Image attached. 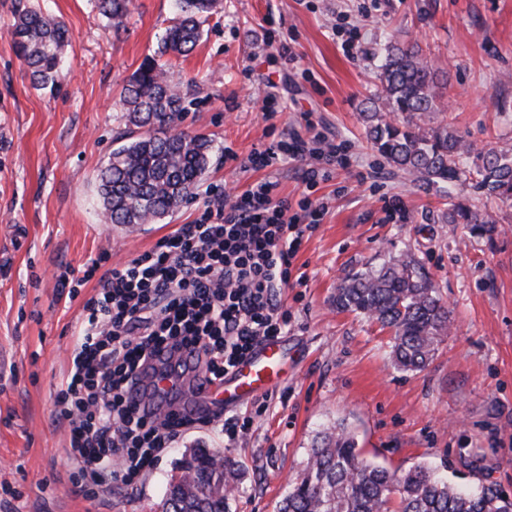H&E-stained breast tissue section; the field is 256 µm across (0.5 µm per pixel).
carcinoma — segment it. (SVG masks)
I'll return each mask as SVG.
<instances>
[{
    "instance_id": "carcinoma-1",
    "label": "carcinoma",
    "mask_w": 512,
    "mask_h": 512,
    "mask_svg": "<svg viewBox=\"0 0 512 512\" xmlns=\"http://www.w3.org/2000/svg\"><path fill=\"white\" fill-rule=\"evenodd\" d=\"M93 2L115 31L125 29L132 0ZM176 2L178 13L157 54L140 64L121 93L120 120L143 134L113 150L96 175L102 217L110 224H150L164 217L185 203L208 173L213 140L201 133L171 132L186 111V97L181 83L172 79L167 56L178 58L194 49L220 0ZM11 36L32 87L57 91L67 77L62 67L69 40L65 23L25 5L17 9ZM377 79L379 92L362 113L372 148L427 184L461 180L466 175L461 159L471 147L448 126L426 123L444 107L445 79L420 46L389 42ZM478 158L476 188L488 200L511 202L512 150L489 149ZM446 221L473 235L496 227L494 212L463 202L452 204ZM333 303L338 311L389 329L393 361L404 371L425 368L452 323L439 289L408 253L376 270L347 275L336 286ZM225 486H237L235 464L218 451L191 448L175 462L159 508L230 512ZM278 512H512V498L492 484L453 485L425 465L391 472L362 456L354 433L341 421L317 433Z\"/></svg>"
}]
</instances>
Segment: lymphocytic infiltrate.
Here are the masks:
<instances>
[{"mask_svg":"<svg viewBox=\"0 0 512 512\" xmlns=\"http://www.w3.org/2000/svg\"><path fill=\"white\" fill-rule=\"evenodd\" d=\"M341 155V145L312 149L296 139L256 151L248 161L258 168L296 163L311 188ZM276 190L267 178L240 194L208 188L200 216L151 250L111 268L101 255L88 260L82 277L60 279L72 297L87 281L97 283L56 394L68 455L88 494L134 485L198 424L180 407L153 417L132 400L137 370L155 349L194 347L197 364L220 381L261 341L287 331L291 316L280 291L316 226L288 223V203Z\"/></svg>","mask_w":512,"mask_h":512,"instance_id":"lymphocytic-infiltrate-1","label":"lymphocytic infiltrate"}]
</instances>
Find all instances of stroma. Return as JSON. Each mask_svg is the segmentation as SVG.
I'll return each instance as SVG.
<instances>
[{"label": "stroma", "instance_id": "1", "mask_svg": "<svg viewBox=\"0 0 512 512\" xmlns=\"http://www.w3.org/2000/svg\"><path fill=\"white\" fill-rule=\"evenodd\" d=\"M17 0H0V512H159L174 462L188 448L222 451L241 471L230 512H277L314 436L342 420L367 459L404 472L422 464L462 487L491 482L512 495V204L496 207L495 233L471 235L442 220L453 199L484 207L471 181L430 185L393 168L366 140L361 119L376 93V66L391 38L415 42L447 75L449 109L431 116L477 152L512 147V0H223L194 50L176 61L188 82L180 130L214 142L192 199L154 224L101 219L95 175L126 126L120 93L158 50L173 0H133L114 31L90 0H38L69 29L60 91L34 90L10 35ZM360 27L365 53L346 56L336 22ZM274 82L287 109L264 117ZM345 143L341 165L306 188L290 164L241 168L283 137ZM238 162H225V149ZM278 181L298 203L323 205L318 229L294 262L304 284L280 291L292 316L284 336L288 377L267 399L237 407L253 425L235 447L216 428L181 435L157 468L104 499L87 498L65 455L55 394L69 370L82 306L60 276L88 258L123 264L194 221L210 185L243 192ZM402 208L389 212L392 200ZM414 254L453 314L451 333L420 371L398 369L378 324L337 311L349 272Z\"/></svg>", "mask_w": 512, "mask_h": 512}]
</instances>
